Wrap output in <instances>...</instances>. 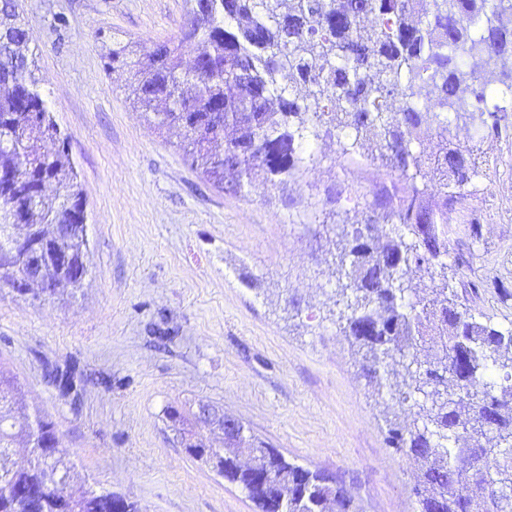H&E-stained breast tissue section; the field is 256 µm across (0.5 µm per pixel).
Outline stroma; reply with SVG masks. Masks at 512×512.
<instances>
[{
	"instance_id": "1",
	"label": "stroma",
	"mask_w": 512,
	"mask_h": 512,
	"mask_svg": "<svg viewBox=\"0 0 512 512\" xmlns=\"http://www.w3.org/2000/svg\"><path fill=\"white\" fill-rule=\"evenodd\" d=\"M36 75L86 202L89 273L48 297L0 285V367L48 413L93 486L141 512H256L240 486L194 461L167 407L207 404L287 460L343 479L360 512H415L416 461L390 448V424H417L362 370L335 304V243L382 224L376 191L393 174L368 148L321 133L297 174L257 173L240 193L184 159L106 71L103 39L153 46L179 31L188 0H22ZM448 138L473 147L472 196L448 213V281L480 320L512 325V117L482 138L469 116ZM77 364L78 400L49 373Z\"/></svg>"
}]
</instances>
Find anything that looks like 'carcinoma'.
<instances>
[{"label":"carcinoma","instance_id":"1","mask_svg":"<svg viewBox=\"0 0 512 512\" xmlns=\"http://www.w3.org/2000/svg\"><path fill=\"white\" fill-rule=\"evenodd\" d=\"M178 43L147 48L131 39L102 44L104 68L130 74L129 95L155 128L181 131L191 165L218 185L242 190L262 170L284 185L298 149L326 131H349L343 153L375 134V150L399 182L376 200L391 232L354 224L336 244L338 302L346 335L364 351L371 379L402 363L410 381L389 385L419 407L422 426L390 425V447L419 465L417 512H512V329L481 321L448 287V211L478 174L473 150L448 140V114H466L488 138L512 113V0H192ZM19 0H0V201L19 224L0 227V248L35 232L85 259L88 241L56 239L77 224L82 190L28 55L32 35ZM372 17L375 26L366 28ZM194 52L183 67L182 50ZM433 128L436 146L425 145ZM430 280L412 297L409 274ZM74 363L55 370L64 397H79ZM0 371V512H30L16 487L38 486L47 512H140L137 504L88 487L79 495L51 417L14 396ZM25 442L30 458L10 454ZM494 460L497 482L483 479ZM271 468L275 480L264 478ZM288 461L274 448L243 466L224 455V479L242 486L258 512H358L344 482Z\"/></svg>","mask_w":512,"mask_h":512}]
</instances>
